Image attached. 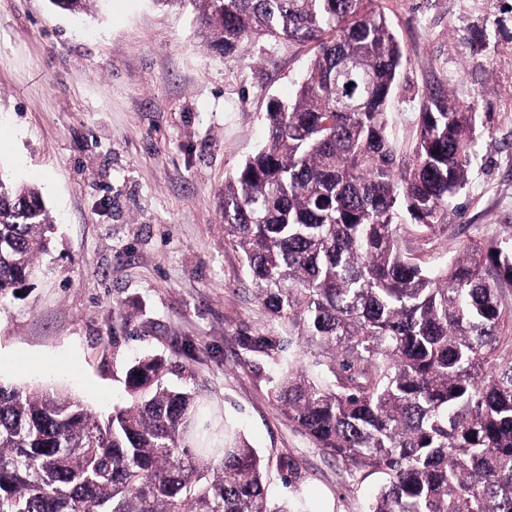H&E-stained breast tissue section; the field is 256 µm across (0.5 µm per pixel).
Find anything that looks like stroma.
<instances>
[{"instance_id": "obj_1", "label": "stroma", "mask_w": 512, "mask_h": 512, "mask_svg": "<svg viewBox=\"0 0 512 512\" xmlns=\"http://www.w3.org/2000/svg\"><path fill=\"white\" fill-rule=\"evenodd\" d=\"M401 45L389 137L409 150L427 88L476 101L480 152L450 215L402 245L434 265L463 241L512 228V0H374ZM308 44L263 40L231 60L189 9L101 0L72 15L50 0H0V166L35 184L55 223L39 276L0 302V383L78 396L99 416L124 405L137 356L191 389L190 445L225 430L266 465L269 501L364 512L382 481H351L275 405L290 346L242 349L276 329L224 241V180L260 145L271 100L294 98ZM279 336L270 334L269 336H247L242 340L243 349L251 353L270 355L279 351Z\"/></svg>"}]
</instances>
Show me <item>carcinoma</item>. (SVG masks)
I'll return each instance as SVG.
<instances>
[{
	"label": "carcinoma",
	"instance_id": "obj_1",
	"mask_svg": "<svg viewBox=\"0 0 512 512\" xmlns=\"http://www.w3.org/2000/svg\"><path fill=\"white\" fill-rule=\"evenodd\" d=\"M74 15L99 0H50ZM189 6L228 59L263 37L315 52L264 145L224 181V239L277 326L317 349L272 398L347 477L384 475L366 512H512V230L435 266L403 249L448 217L479 153L476 103L426 92L411 151L389 138L401 46L372 0H158ZM52 219L0 166V295L29 281ZM273 354L280 338L247 336ZM101 418L74 395L0 384V512H303L266 496L254 448H192V393L160 359Z\"/></svg>",
	"mask_w": 512,
	"mask_h": 512
}]
</instances>
